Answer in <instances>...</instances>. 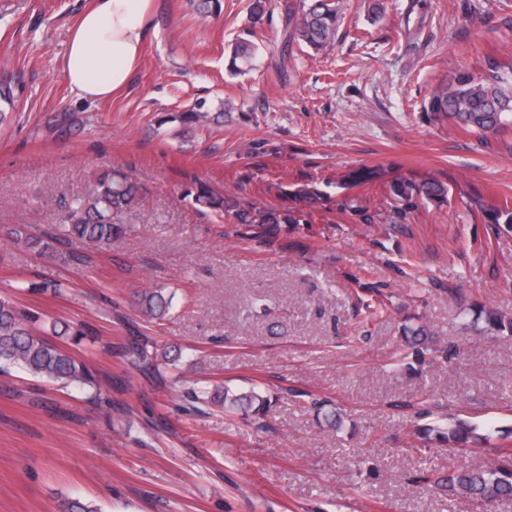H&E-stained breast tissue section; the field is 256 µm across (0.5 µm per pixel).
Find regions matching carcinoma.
<instances>
[{
    "label": "carcinoma",
    "mask_w": 512,
    "mask_h": 512,
    "mask_svg": "<svg viewBox=\"0 0 512 512\" xmlns=\"http://www.w3.org/2000/svg\"><path fill=\"white\" fill-rule=\"evenodd\" d=\"M343 0H301L288 5L286 36L283 49L296 42L316 51L332 48L338 28ZM256 45L242 41L233 48L229 70L238 74L252 66ZM15 109L12 85L0 82V122ZM425 117L434 123L448 122L458 129L481 137L499 133L506 127V118L512 113V80L503 66L490 58L481 73L460 71L448 82L438 86L423 103ZM211 113L200 104L186 112L171 113L160 124L176 123L180 127L203 128L210 123ZM391 192L401 202L422 200L441 206L448 202V183L431 175L422 181L402 177L391 185ZM195 204L223 212L237 224H252L264 232L274 234L281 224H297L293 210H276L241 203L216 194L202 182L189 191ZM138 206L137 189L131 175L120 170L106 169L94 174L93 188L69 201L59 202L60 235L35 236L22 225L8 232L9 241L38 254L55 253L67 264H91L85 254L73 252L69 246L79 241L98 250L112 244V239L126 233L124 218ZM174 295L162 288H144L137 292V306L143 319L160 324L173 308ZM472 323L482 324L480 332L499 336L512 335V318L491 310H479ZM66 336L79 344L88 337L83 324L47 320L39 311L21 307L12 297L0 295V373L20 370L38 380L61 388H74L92 399H100L103 384L90 364L75 355L56 338ZM402 336L408 353L393 365L400 369L406 360L431 363L448 361V349L434 343L432 331L423 324L404 326ZM128 365L141 374L162 377L161 366L176 365L182 360V351L160 345L151 336H137L125 346ZM197 362L189 359L178 368L172 387H181L192 402L206 407L217 406L227 415L242 412L257 419L263 418L271 406L269 396L250 390L236 393L227 387L209 391L197 387L194 378ZM412 435L425 444H437L448 449V456L481 442H489L491 431L478 428L463 420H434L418 425ZM435 484L450 500H463L484 510L493 502L512 499V450L500 449L496 463L487 466L474 464L448 469V475L436 479ZM58 512H98L96 506L79 499L61 498Z\"/></svg>",
    "instance_id": "obj_1"
}]
</instances>
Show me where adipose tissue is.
<instances>
[{
    "mask_svg": "<svg viewBox=\"0 0 512 512\" xmlns=\"http://www.w3.org/2000/svg\"><path fill=\"white\" fill-rule=\"evenodd\" d=\"M152 30V0H89L63 60L75 96L95 103L124 90Z\"/></svg>",
    "mask_w": 512,
    "mask_h": 512,
    "instance_id": "adipose-tissue-1",
    "label": "adipose tissue"
}]
</instances>
